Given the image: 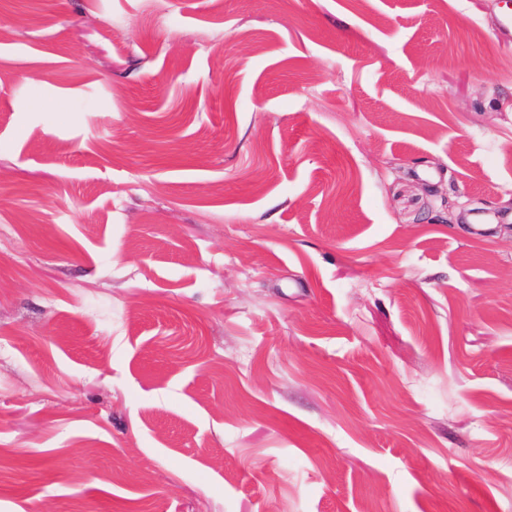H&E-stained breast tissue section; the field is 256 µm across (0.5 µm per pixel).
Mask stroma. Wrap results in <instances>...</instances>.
Segmentation results:
<instances>
[{
    "instance_id": "35a3bbf8",
    "label": "stroma",
    "mask_w": 512,
    "mask_h": 512,
    "mask_svg": "<svg viewBox=\"0 0 512 512\" xmlns=\"http://www.w3.org/2000/svg\"><path fill=\"white\" fill-rule=\"evenodd\" d=\"M505 8L0 0V512H512Z\"/></svg>"
}]
</instances>
